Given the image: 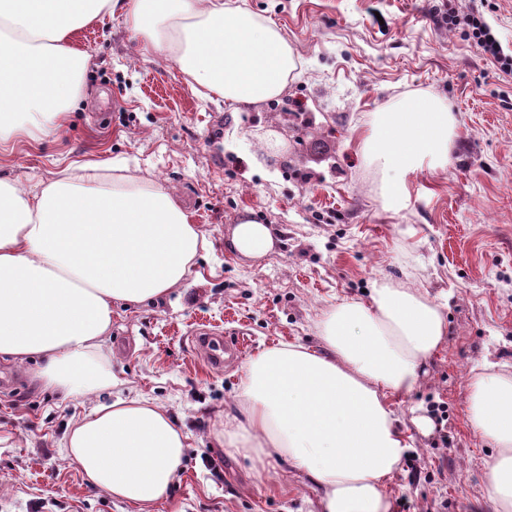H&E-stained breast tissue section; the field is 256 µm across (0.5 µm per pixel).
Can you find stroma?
Returning <instances> with one entry per match:
<instances>
[{"instance_id":"obj_1","label":"stroma","mask_w":512,"mask_h":512,"mask_svg":"<svg viewBox=\"0 0 512 512\" xmlns=\"http://www.w3.org/2000/svg\"><path fill=\"white\" fill-rule=\"evenodd\" d=\"M225 3L292 47L297 74L277 97L200 99L118 16L77 35L92 61L66 127L0 150V172L21 181L75 160L129 159L211 243L166 297L113 304L112 389L65 399L34 380L39 359L0 356V512H139L93 486L65 450L76 421L119 397L160 405L186 436L174 482L146 512H315L320 490L306 475L218 446L244 366L210 368L190 338L201 326L239 332L248 357L282 342L315 347L322 312L363 299L379 278L421 289L448 319L424 375L393 404L414 437L386 487L393 512H495L483 463L497 450L467 421V386L487 361L512 375V75L438 23L436 0ZM411 97L449 104L457 129L447 167L409 172V201L393 213L362 139L374 113ZM246 219L270 227L267 255L234 250ZM417 415L435 429L418 432Z\"/></svg>"}]
</instances>
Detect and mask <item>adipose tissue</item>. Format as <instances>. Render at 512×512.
Segmentation results:
<instances>
[{
  "mask_svg": "<svg viewBox=\"0 0 512 512\" xmlns=\"http://www.w3.org/2000/svg\"><path fill=\"white\" fill-rule=\"evenodd\" d=\"M118 12L144 50L170 57L208 100L271 99L297 68L275 27L224 0H0V147L20 135L42 142L66 125L91 64L75 36ZM454 135V114L437 100L376 113L363 150L381 170L386 209L405 205L408 172L447 165ZM128 169L108 159L24 185L0 177V355L39 357L36 381L66 398L112 388L113 304L166 296L208 246L167 188ZM232 244L261 257L273 239L245 220ZM317 329L319 346L283 343L248 361L223 445L306 474L321 490L320 512H392L385 482L413 444L391 401L444 342V307L380 278L367 300L337 303ZM467 419L498 450L485 464L487 490L497 512H512V375L473 374ZM184 447L169 415L137 399L96 406L66 442L91 483L142 506L166 493Z\"/></svg>",
  "mask_w": 512,
  "mask_h": 512,
  "instance_id": "1",
  "label": "adipose tissue"
}]
</instances>
